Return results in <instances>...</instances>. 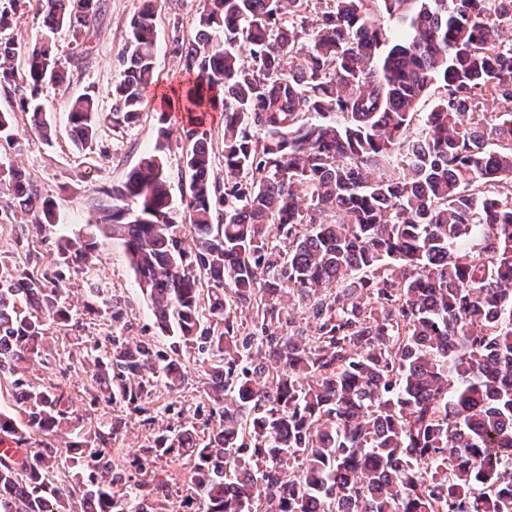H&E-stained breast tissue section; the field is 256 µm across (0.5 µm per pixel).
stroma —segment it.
Here are the masks:
<instances>
[{"label": "stroma", "instance_id": "1", "mask_svg": "<svg viewBox=\"0 0 512 512\" xmlns=\"http://www.w3.org/2000/svg\"><path fill=\"white\" fill-rule=\"evenodd\" d=\"M138 6L139 0H105V12L84 47L75 46L68 30L56 34L54 48L66 66L68 79L62 85H47L42 91V100L51 107L56 128L52 142L29 135L24 113L15 110L12 90L0 88V110L15 111L17 125L16 141L0 142V164L21 170L39 186L43 195L56 202L53 226L40 233L29 232L27 246L20 248L16 240L23 235L22 219L15 211L12 190L0 186V261L28 271L36 261L49 258L60 237L77 234L85 224L94 221L98 189L120 182L153 149L160 112L146 109L136 124L125 128L102 124L93 146L82 149L73 141L65 109L69 98L89 91L96 95L101 111H111L112 87L123 70L129 21ZM156 7V78L159 89L163 90L179 78V67L172 53L173 38L194 34L203 0H156ZM164 161L172 216L181 222L185 219L188 176L180 149L167 150ZM98 254L95 283L103 293L96 312L85 308L88 301L85 291L92 283L85 274L63 267L56 282L61 298L71 305L79 320L80 335L86 336L99 356L110 350L109 338L113 335L131 344L144 341L155 349H167L170 340L155 326L150 304L139 290L121 247L103 240ZM27 375L38 383L63 382L80 418L123 420L125 426L114 440V447L133 453L144 444L150 429L131 415L125 405L88 406L84 396L92 383L91 374L64 363L48 368L37 363L29 367Z\"/></svg>", "mask_w": 512, "mask_h": 512}]
</instances>
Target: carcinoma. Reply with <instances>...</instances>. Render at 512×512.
Returning a JSON list of instances; mask_svg holds the SVG:
<instances>
[{
    "label": "carcinoma",
    "mask_w": 512,
    "mask_h": 512,
    "mask_svg": "<svg viewBox=\"0 0 512 512\" xmlns=\"http://www.w3.org/2000/svg\"><path fill=\"white\" fill-rule=\"evenodd\" d=\"M18 2L0 0V33ZM102 9L37 0L35 45L0 38V86L43 141L41 91L64 80L52 37L85 41ZM156 26L150 0L130 20L110 112L90 92L67 101L77 144L145 111ZM196 26L173 40L188 86L164 97L154 150L56 252L82 272L99 239L118 242L174 338L169 353L112 341L93 358L90 404L151 421L157 389L185 383L184 347L207 365L199 393L218 423L159 427L121 459L149 479L119 483L123 421L83 429L62 384L25 376L56 362L48 330L76 332L73 310L49 272L0 264V392L20 409L0 412V512H163L167 475L152 466L184 456L197 512H512V0H205ZM218 103L220 189L205 121ZM174 112L188 115L191 251L163 162ZM15 137L0 112V141ZM2 183L34 226L53 223L54 200L19 171L1 167ZM295 292L315 328L280 336ZM244 305L259 328L243 336Z\"/></svg>",
    "instance_id": "carcinoma-1"
}]
</instances>
